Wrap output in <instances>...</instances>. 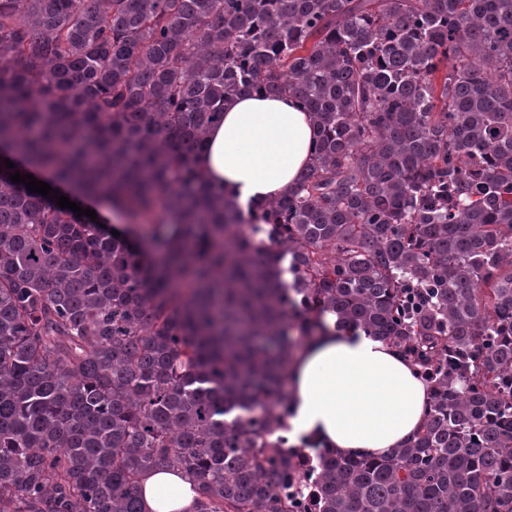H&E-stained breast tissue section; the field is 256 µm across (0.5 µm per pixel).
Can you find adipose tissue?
<instances>
[{
	"label": "adipose tissue",
	"mask_w": 512,
	"mask_h": 512,
	"mask_svg": "<svg viewBox=\"0 0 512 512\" xmlns=\"http://www.w3.org/2000/svg\"><path fill=\"white\" fill-rule=\"evenodd\" d=\"M315 129L288 96H242L211 127L196 166L240 209L285 194L311 158ZM326 330L294 353L289 366L291 444L315 441L337 456L389 454L421 428L433 390L393 347L359 330ZM140 486L146 512H193L185 473L152 471Z\"/></svg>",
	"instance_id": "ef3b65f1"
}]
</instances>
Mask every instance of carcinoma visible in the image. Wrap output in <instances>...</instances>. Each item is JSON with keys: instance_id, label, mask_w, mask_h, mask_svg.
<instances>
[{"instance_id": "1", "label": "carcinoma", "mask_w": 512, "mask_h": 512, "mask_svg": "<svg viewBox=\"0 0 512 512\" xmlns=\"http://www.w3.org/2000/svg\"><path fill=\"white\" fill-rule=\"evenodd\" d=\"M251 92L317 139L245 214L195 159ZM327 313L433 396L322 459L318 512H512V0H0V512H144L170 468L194 512H292L266 437Z\"/></svg>"}]
</instances>
